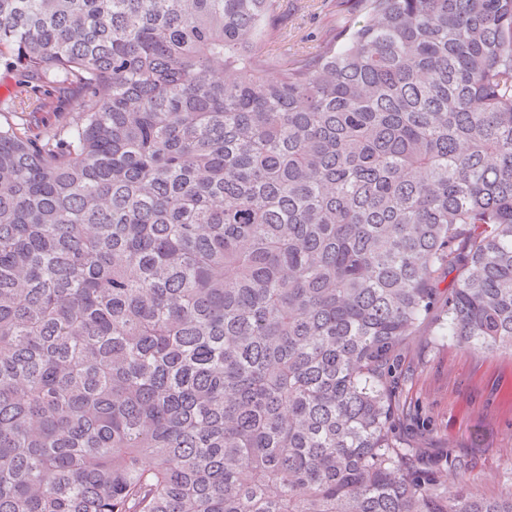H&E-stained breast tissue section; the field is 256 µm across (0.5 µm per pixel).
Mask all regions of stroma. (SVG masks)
Wrapping results in <instances>:
<instances>
[{
    "mask_svg": "<svg viewBox=\"0 0 512 512\" xmlns=\"http://www.w3.org/2000/svg\"><path fill=\"white\" fill-rule=\"evenodd\" d=\"M281 3L277 23L285 38L267 43V50L315 53L336 19V0ZM19 97L41 108L49 122L58 113L78 110L74 100L53 89L21 93L17 74L0 67V106ZM447 309L446 299H438L399 351L393 425L433 473L463 459L470 493L505 495L512 492V356L477 354L442 336Z\"/></svg>",
    "mask_w": 512,
    "mask_h": 512,
    "instance_id": "obj_1",
    "label": "stroma"
}]
</instances>
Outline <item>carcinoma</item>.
I'll use <instances>...</instances> for the list:
<instances>
[{
  "mask_svg": "<svg viewBox=\"0 0 512 512\" xmlns=\"http://www.w3.org/2000/svg\"><path fill=\"white\" fill-rule=\"evenodd\" d=\"M0 0V512H512L391 428L394 362L512 355V0ZM338 0H281L277 23L286 32L280 42H269L266 49L275 55L286 51L312 54L331 22L336 23ZM18 75L15 72L6 70L3 66L0 67V106L2 108L11 106V103H15L18 108V102L23 99L26 103V111L29 112L35 107H42V115L48 123H54L58 113L56 112H71L69 117L73 118L77 114L75 112H81L76 105L75 99H69L60 95L55 89L46 90L43 89L35 92L19 94L21 88L18 86ZM18 96V97H16ZM24 106V107H25Z\"/></svg>",
  "mask_w": 512,
  "mask_h": 512,
  "instance_id": "cac0c4a2",
  "label": "carcinoma"
}]
</instances>
